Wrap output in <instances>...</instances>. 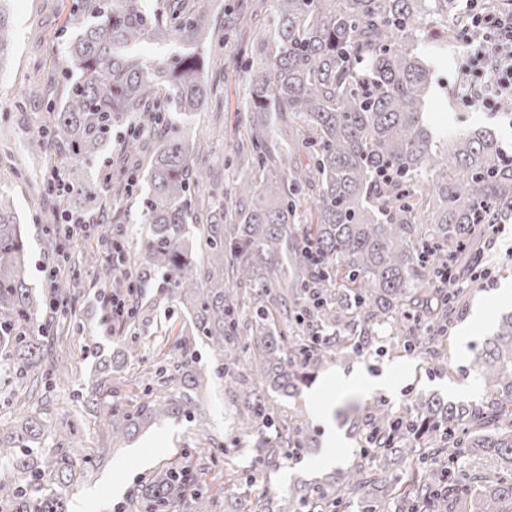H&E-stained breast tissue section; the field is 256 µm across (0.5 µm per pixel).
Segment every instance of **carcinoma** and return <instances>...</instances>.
I'll return each mask as SVG.
<instances>
[{"instance_id": "1", "label": "carcinoma", "mask_w": 512, "mask_h": 512, "mask_svg": "<svg viewBox=\"0 0 512 512\" xmlns=\"http://www.w3.org/2000/svg\"><path fill=\"white\" fill-rule=\"evenodd\" d=\"M272 62L252 71L247 140L231 223L226 212L197 227L191 188L204 186L193 165L184 121L204 111L210 92L208 15L187 17L163 0H72L78 24L65 39L60 105L49 108L46 134L29 148L55 149L65 188L43 185L65 216L98 201L103 186L82 173L112 144V134L143 112L159 130L140 197L145 259L190 319L168 350L166 373L199 393L207 378L237 386L233 424L258 435L257 462L280 469L290 449L315 447L300 411L280 421L272 393L300 394L307 375L331 360L360 356L378 326L403 349L443 364L448 331L465 290L438 286L439 273L473 275L477 242L491 225L512 223V157L489 132L442 142L424 119L430 67L418 43L440 50L455 40L456 0H276ZM446 20L441 34L434 17ZM12 22L0 2V59ZM174 46L162 59L139 47ZM205 249L207 262L197 254ZM27 239L13 200L0 193V374L47 387L69 377L67 357L47 355L28 334L33 317L75 313L70 281L50 296L28 285ZM224 358L209 370L196 346ZM486 389L474 404L418 395L406 412L375 403L366 422L378 430L362 460L316 487L286 495L239 486L233 464L224 512H325L333 500L365 512H512V314L474 358ZM127 405L110 382L81 393L106 410L110 445L74 459L47 440L79 433L37 414L0 419V512H68L67 497L88 467L147 426L190 413L191 396L164 390ZM209 468L189 456L168 463L129 498L132 512H210Z\"/></svg>"}]
</instances>
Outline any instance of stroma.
<instances>
[{
    "label": "stroma",
    "instance_id": "stroma-1",
    "mask_svg": "<svg viewBox=\"0 0 512 512\" xmlns=\"http://www.w3.org/2000/svg\"><path fill=\"white\" fill-rule=\"evenodd\" d=\"M254 8L249 20L252 34L243 39L224 26L227 13L234 11L237 0H205L209 22L215 32L214 51L210 56L208 108L188 120L186 134L196 146L192 156L195 166L208 167L206 186L193 190V198L203 199L196 208L197 224L209 223L215 209H232L235 205L238 144L245 134L246 109L251 97V71L265 64L268 55L260 48L272 19L275 0H251ZM71 0H10L8 7L13 19V47L8 57L0 61V190L14 199V207L26 227L29 245V284L38 291H48L44 267L54 265L56 256L47 245L54 225L50 219L53 201L43 193L42 183L55 164L53 152L31 154L22 144L38 135L46 124L50 104L60 99L57 87V65L60 46L69 21ZM38 85L34 96H21L19 88L27 82ZM433 125L449 133L484 129L499 140L504 152L512 156V113L463 110L456 104L436 106L430 115ZM133 127L142 129L143 150L130 158L120 155L123 132H115L107 159L123 162L127 179L142 185L143 174L157 144L144 116L134 117ZM82 219L99 226L109 236L122 241L126 248L143 251L146 233L140 222V206L136 197H116L103 194L94 206L81 212ZM512 247V223L503 225L497 242L483 243L484 259L491 271L489 279L469 283L463 307L450 332L451 345L447 364L424 362L414 354L404 352L390 330L380 331L362 356L343 358L325 364L295 398H276L279 418L303 411L315 437V447L299 457L287 460L276 471L257 469L250 451L251 442L230 428L233 417V395L224 381L213 378L211 389L196 399L198 416L191 419H167L153 425L146 433L114 449L105 462L93 467L75 488L70 512H113L117 502L126 500L138 483L148 479L162 464L181 453H190L198 466L211 464L212 444L223 445L226 456L237 459L246 472L256 473L259 488L271 493L287 494L297 481L315 482L323 479L327 468L316 466V459L326 448L328 431L341 437L336 454L342 467L359 459L361 441L351 435V423L340 417L345 404H358L367 410L380 402L398 410L404 409L417 394H438L455 404H471L481 400L484 387L474 375L471 361L486 339L491 338L503 314L512 312V303L502 301L498 290L512 284V265L498 262L500 249ZM68 250L76 264L75 286L79 292L77 312L72 327L66 331L67 347L74 356L73 371L64 382L43 390L36 406L42 418L59 423L83 415L84 425L80 445L97 448L108 439L100 427L99 414L85 412L79 394L95 372L98 358L85 355L90 343L101 348V357L112 358L136 345L138 360L126 361L123 376L115 381L117 396L124 403L142 397L147 382L165 359L153 344L158 337L174 341L176 330L187 320V312L164 288L163 275L141 264L134 272L139 281L132 296L137 303L133 325L113 323L103 303L109 295L105 282L84 263L89 253H101L97 233L72 240ZM359 371L373 378L387 377L392 385L387 389L360 388L344 391L329 386L332 375Z\"/></svg>",
    "mask_w": 512,
    "mask_h": 512
}]
</instances>
